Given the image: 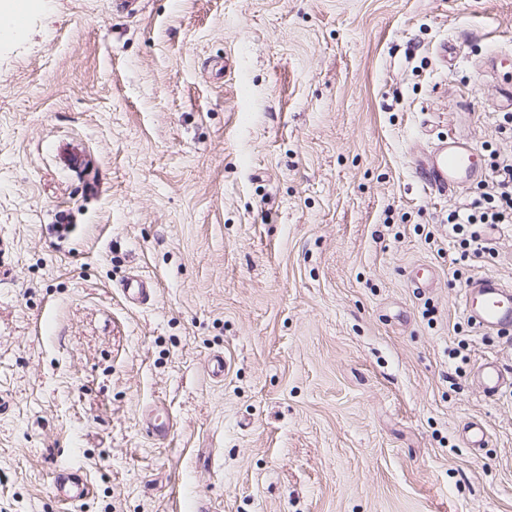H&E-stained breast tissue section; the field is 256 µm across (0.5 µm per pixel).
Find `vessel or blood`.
Wrapping results in <instances>:
<instances>
[{
	"instance_id": "1",
	"label": "vessel or blood",
	"mask_w": 512,
	"mask_h": 512,
	"mask_svg": "<svg viewBox=\"0 0 512 512\" xmlns=\"http://www.w3.org/2000/svg\"><path fill=\"white\" fill-rule=\"evenodd\" d=\"M57 156L63 168L72 173L85 169L86 153L69 146L58 147ZM414 169L424 191L445 196L482 178L485 167L477 148L467 139L451 136L433 144L417 156ZM125 300L131 305H146L154 297V288L147 279L133 275L121 288ZM461 305L464 314L480 329L500 335L512 333V286L500 277L482 274L467 281ZM474 383L488 398L497 396L512 386L497 361L482 363L474 374ZM51 489L62 504L72 505L90 492V483L84 474L60 468L53 474Z\"/></svg>"
}]
</instances>
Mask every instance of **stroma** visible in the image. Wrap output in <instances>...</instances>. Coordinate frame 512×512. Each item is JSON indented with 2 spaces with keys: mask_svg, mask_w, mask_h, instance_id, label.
<instances>
[{
  "mask_svg": "<svg viewBox=\"0 0 512 512\" xmlns=\"http://www.w3.org/2000/svg\"><path fill=\"white\" fill-rule=\"evenodd\" d=\"M30 5L0 37V512H62L59 467L93 483L70 512H512V390L473 382L512 338L461 307L512 283V224L474 257L473 188L410 166L451 134L512 159V62L478 69L512 0ZM57 156L63 168L72 173H81L85 170L86 153L83 149L77 151L67 145L57 148ZM121 291L125 300L134 306L147 305L154 297L152 283L139 275L128 277L122 284Z\"/></svg>",
  "mask_w": 512,
  "mask_h": 512,
  "instance_id": "1",
  "label": "stroma"
}]
</instances>
